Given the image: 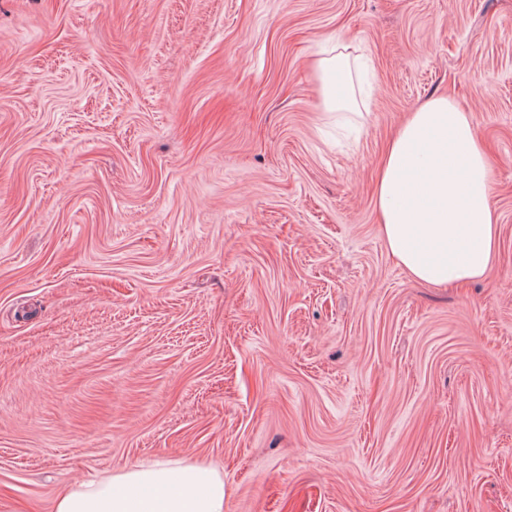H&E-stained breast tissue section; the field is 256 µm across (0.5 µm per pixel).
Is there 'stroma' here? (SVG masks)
I'll list each match as a JSON object with an SVG mask.
<instances>
[{"mask_svg":"<svg viewBox=\"0 0 512 512\" xmlns=\"http://www.w3.org/2000/svg\"><path fill=\"white\" fill-rule=\"evenodd\" d=\"M438 94L500 214L453 288L372 193ZM154 458L224 512H512V0H0V512ZM312 68L320 84L322 108L331 111L346 106L348 99L337 93L335 76L344 75L349 71L347 56L339 53L331 58L317 59L313 62Z\"/></svg>","mask_w":512,"mask_h":512,"instance_id":"35a3bbf8","label":"stroma"}]
</instances>
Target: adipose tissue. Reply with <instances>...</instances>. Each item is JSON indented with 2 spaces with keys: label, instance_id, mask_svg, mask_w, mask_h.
<instances>
[{
  "label": "adipose tissue",
  "instance_id": "obj_1",
  "mask_svg": "<svg viewBox=\"0 0 512 512\" xmlns=\"http://www.w3.org/2000/svg\"><path fill=\"white\" fill-rule=\"evenodd\" d=\"M320 102L347 105L336 75L346 55L315 60ZM380 231L411 277L434 287L485 276L497 250L491 164L471 112L440 96L410 113L375 183ZM54 512H224V477L195 462L154 461L63 488Z\"/></svg>",
  "mask_w": 512,
  "mask_h": 512
}]
</instances>
